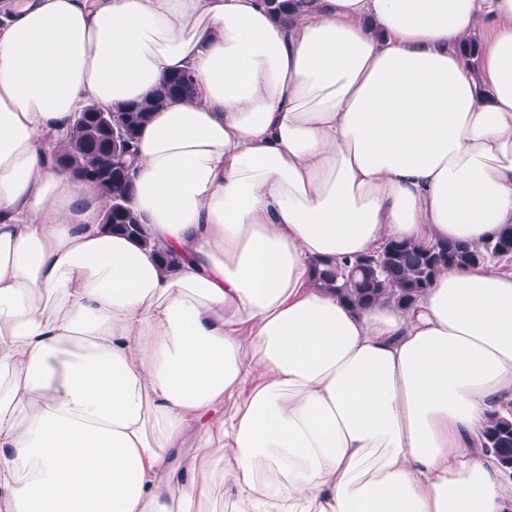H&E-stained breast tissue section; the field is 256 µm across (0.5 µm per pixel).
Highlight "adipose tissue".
<instances>
[{
  "label": "adipose tissue",
  "instance_id": "ef3b65f1",
  "mask_svg": "<svg viewBox=\"0 0 512 512\" xmlns=\"http://www.w3.org/2000/svg\"><path fill=\"white\" fill-rule=\"evenodd\" d=\"M182 71L148 248L49 157ZM504 224L512 0H0V512H505L512 273L358 309L312 267ZM512 410L507 406H500L492 412L486 422L483 433L482 446L501 459L512 460Z\"/></svg>",
  "mask_w": 512,
  "mask_h": 512
}]
</instances>
